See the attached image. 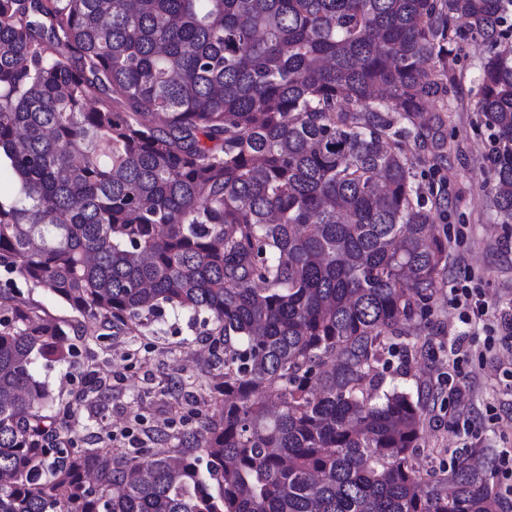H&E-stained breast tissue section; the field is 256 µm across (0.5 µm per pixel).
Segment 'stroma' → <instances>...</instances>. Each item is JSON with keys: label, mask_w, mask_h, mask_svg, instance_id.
I'll list each match as a JSON object with an SVG mask.
<instances>
[{"label": "stroma", "mask_w": 512, "mask_h": 512, "mask_svg": "<svg viewBox=\"0 0 512 512\" xmlns=\"http://www.w3.org/2000/svg\"><path fill=\"white\" fill-rule=\"evenodd\" d=\"M484 57L483 46L464 45L455 87L433 105L444 118L439 175L447 209L434 218L448 228L447 282L433 300L428 353L410 373L395 366L387 377L412 392L427 383L434 394L418 466L446 471L462 459L494 457L492 483L512 502V326L505 322L512 315V226L499 220L482 160L489 132L474 103ZM463 287L483 314L457 307ZM69 341L76 346L71 362L37 360L38 378L66 399L97 378L112 383L95 405L80 407L79 434L112 435L116 448H148L156 430L178 438L207 412L210 338L189 314L169 309L136 333L112 329L96 340L73 334Z\"/></svg>", "instance_id": "stroma-1"}]
</instances>
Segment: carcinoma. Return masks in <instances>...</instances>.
Returning <instances> with one entry per match:
<instances>
[{"instance_id": "carcinoma-1", "label": "carcinoma", "mask_w": 512, "mask_h": 512, "mask_svg": "<svg viewBox=\"0 0 512 512\" xmlns=\"http://www.w3.org/2000/svg\"><path fill=\"white\" fill-rule=\"evenodd\" d=\"M512 0H0V267L80 335L205 314L206 415L169 448L78 446L34 373L69 323L0 289V512H504L493 460L424 477L427 395L383 388L448 269L444 122L475 109L512 224ZM0 288H14L15 290H19L27 300L41 305L59 318L73 319V317L76 316L66 305L52 299L38 288H30V286L17 276L7 275L3 271V268L0 270Z\"/></svg>"}]
</instances>
